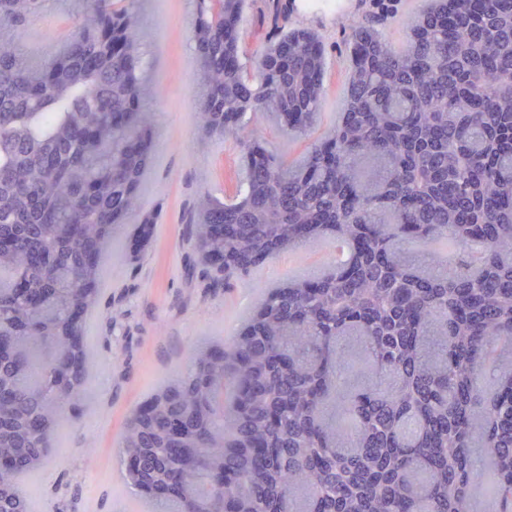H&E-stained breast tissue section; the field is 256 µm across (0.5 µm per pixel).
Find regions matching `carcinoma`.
Returning a JSON list of instances; mask_svg holds the SVG:
<instances>
[{
  "label": "carcinoma",
  "mask_w": 512,
  "mask_h": 512,
  "mask_svg": "<svg viewBox=\"0 0 512 512\" xmlns=\"http://www.w3.org/2000/svg\"><path fill=\"white\" fill-rule=\"evenodd\" d=\"M252 0H197L198 126L247 153L232 195L201 193L188 236L229 285L329 239L326 271L262 289L236 333L196 345L186 370L130 416L123 459L160 465L162 494L124 466L148 512H512V0H432L404 45L357 17L350 100L322 141L288 162L248 112L303 133L322 106L328 53L280 8L257 71L242 59ZM43 0H0V24ZM79 25L47 64L0 36V493L35 512L20 479L81 409L97 359L88 315L114 233L141 208L152 115L139 104L134 0H79ZM156 217L137 236L151 241ZM21 279L33 295L15 293ZM46 347L50 357L41 359ZM192 445L201 467L186 471Z\"/></svg>",
  "instance_id": "carcinoma-1"
}]
</instances>
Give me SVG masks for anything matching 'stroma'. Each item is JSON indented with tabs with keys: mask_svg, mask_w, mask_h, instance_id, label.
I'll use <instances>...</instances> for the list:
<instances>
[{
	"mask_svg": "<svg viewBox=\"0 0 512 512\" xmlns=\"http://www.w3.org/2000/svg\"><path fill=\"white\" fill-rule=\"evenodd\" d=\"M377 0H288V25L319 35L331 56L317 121L290 137L274 114L252 115L269 151L295 159L343 112L350 22L377 10ZM144 59L140 106L154 113V155L141 185V212L131 213L106 260L98 306L89 321V346L98 368L82 413L69 417L49 460L24 485L38 512H135L139 500L123 479L120 434L152 389L183 370L198 341L231 336L254 291L289 276L322 269L329 246L265 264L233 288L207 279L185 230L202 190L232 193L242 151L234 140L205 136L194 112L200 64L190 32L197 0H138ZM79 0H45L40 14L9 32L19 52L35 62L52 58L78 23ZM273 0H255L242 24V48L254 52L273 26ZM158 215L149 246L135 226L142 211Z\"/></svg>",
	"mask_w": 512,
	"mask_h": 512,
	"instance_id": "1",
	"label": "stroma"
}]
</instances>
